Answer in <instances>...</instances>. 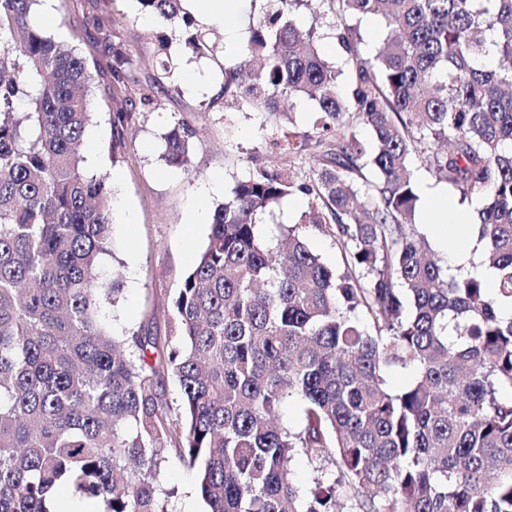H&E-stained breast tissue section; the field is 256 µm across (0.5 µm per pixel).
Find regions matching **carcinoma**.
Listing matches in <instances>:
<instances>
[{"mask_svg": "<svg viewBox=\"0 0 512 512\" xmlns=\"http://www.w3.org/2000/svg\"><path fill=\"white\" fill-rule=\"evenodd\" d=\"M36 0H0V512H50L59 485L104 512H168L158 468L169 447L209 512H512V0H318L348 71L271 0L245 62L221 93L280 119L315 101L316 178L261 164L215 207L206 244L172 303V336L118 339L101 300L119 292L101 256L111 233L106 178L77 147L99 74L32 20ZM212 51L181 0H138ZM389 32L372 55L360 23ZM159 68L129 95L112 45V152L140 110L172 86ZM197 129L176 123L162 156L184 166ZM478 210L482 265L453 274L418 232L412 157ZM294 194L307 210L264 238L256 216ZM328 235L344 270L306 245ZM410 368L400 391L387 372ZM180 384L177 418L160 392ZM291 397L294 429L278 422ZM302 457L315 476L292 480Z\"/></svg>", "mask_w": 512, "mask_h": 512, "instance_id": "carcinoma-1", "label": "carcinoma"}]
</instances>
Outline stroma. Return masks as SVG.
Masks as SVG:
<instances>
[{"mask_svg":"<svg viewBox=\"0 0 512 512\" xmlns=\"http://www.w3.org/2000/svg\"><path fill=\"white\" fill-rule=\"evenodd\" d=\"M35 12L47 14L46 30L82 52L100 70L109 69L112 58L87 20L94 16L108 19L111 40L126 47L130 73L141 84L155 71L156 33L172 39L170 52L177 63L174 88L158 95L139 115L126 135L122 157L112 156V100L101 86L91 99L93 120L80 146L87 159L86 171L107 176L112 192L114 224L101 269L105 277H119L121 292L115 301L103 302L104 320L118 336L148 329L165 338L175 292L194 266L210 231L209 224L187 221L199 188H210L203 201V210L209 215L235 183L252 172L255 163L302 178L315 177V150L288 151L289 143L309 131L314 103H294L292 121L277 123L266 113L228 105L220 87L225 68L237 63L239 51L226 47L224 30L214 23L208 27L213 52L196 56L188 53L181 41L179 21L144 14L138 0H51L50 5H36ZM188 69L199 75L197 87L186 85L183 73ZM177 122L198 130L184 168L167 165L161 157L162 138ZM126 210L132 221L123 224L119 218ZM158 481L172 493L169 512H207L193 472L175 453H168Z\"/></svg>","mask_w":512,"mask_h":512,"instance_id":"35a3bbf8","label":"stroma"}]
</instances>
